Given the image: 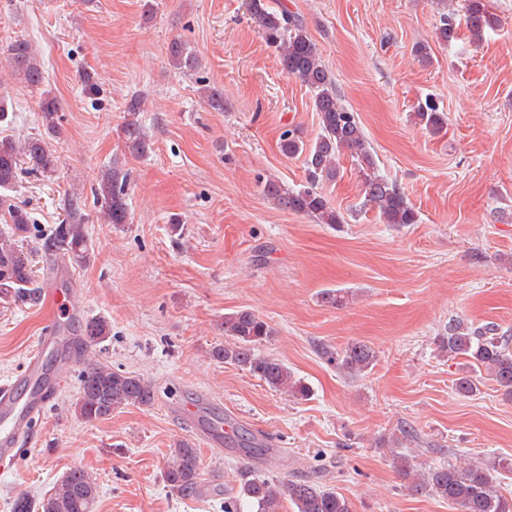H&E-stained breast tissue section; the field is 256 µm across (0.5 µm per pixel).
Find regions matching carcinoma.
Instances as JSON below:
<instances>
[{"instance_id": "cac0c4a2", "label": "carcinoma", "mask_w": 512, "mask_h": 512, "mask_svg": "<svg viewBox=\"0 0 512 512\" xmlns=\"http://www.w3.org/2000/svg\"><path fill=\"white\" fill-rule=\"evenodd\" d=\"M464 14L443 13L436 26L437 37L445 42L457 38L460 24L475 39L494 29L499 19L489 10L486 0H465ZM251 19L261 31L266 44L277 54L282 72L300 80L311 94L312 107L318 114L320 134L310 144H304L297 128L283 132L281 147L289 154H305V180L299 187L268 178L261 182L262 193L285 210L304 214L318 224H342L344 216L332 208L319 187L336 180L340 173L339 160L349 154L361 173L365 204L378 209L386 224L403 227L419 221L417 212L408 203L397 184L375 171V161L358 113L346 107L340 99L330 71L320 58L318 48L309 36L300 15L270 0H249ZM168 54L173 65L184 72H193L199 60L184 43L174 40ZM7 58L12 72L31 87L45 84L44 67L32 44L16 39L7 46ZM200 94L216 112L224 111V95L214 87L202 86ZM143 99L132 96L126 103L127 118L121 128L124 149L130 155L142 157L151 150L138 115ZM39 114L44 134L53 135L59 127L58 101L45 89L41 92ZM417 123L433 132L447 125L446 113L428 98L415 108ZM57 159L43 134L17 140L11 135L0 137V221L6 224L0 231V300L8 305L35 306L41 296L39 282L20 241L30 230L31 216L23 206L7 195L14 189L19 171L52 175ZM129 172L118 163L102 172L94 187V203L107 224H126L129 209L126 200ZM65 216L50 227L41 238L40 250L53 258H69L76 264L90 259L87 217L77 196L67 199ZM225 343L212 349L214 359L246 370L274 391H286L304 399L309 388L297 379L280 359L261 356L256 346L273 334L270 325L250 310L242 309L224 315ZM108 323L100 318L85 322L83 337L86 346L108 336ZM440 348L448 358L460 356L471 366L486 371L512 398V335L494 323L483 326L462 319L448 320V326L438 338ZM374 350L365 343H353L331 356L342 369L352 375L365 372L375 361ZM80 397L76 404L80 418L88 423L108 419L112 413L128 406L151 407L156 401L154 386L140 375L109 365L90 362L79 374ZM512 471V462L503 459L488 464L466 463L462 466H436L423 476L413 473L405 459L398 471L411 479L410 489L432 492L457 506L459 512H512V498L496 489L501 471ZM168 487L180 498L199 496L202 489L201 460L198 449L186 440L170 449L164 469ZM295 507V512H352L348 500L333 489L312 480H271L250 469L239 472L236 493L224 498V512H280L283 500ZM97 500L95 478L84 469L74 468L57 480L42 498L34 500L20 494L13 503V512H94Z\"/></svg>"}]
</instances>
